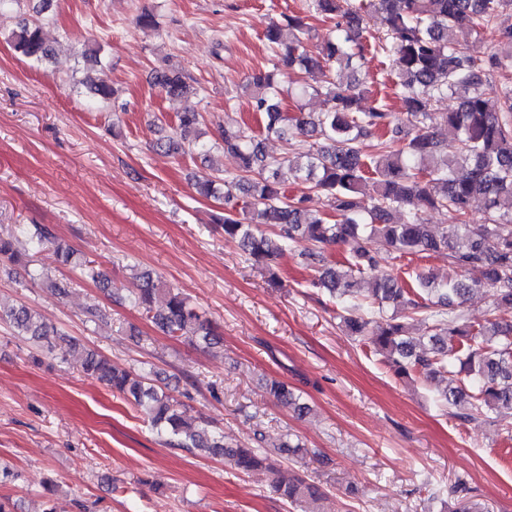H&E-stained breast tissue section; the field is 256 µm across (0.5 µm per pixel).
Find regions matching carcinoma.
Listing matches in <instances>:
<instances>
[{
    "instance_id": "obj_1",
    "label": "carcinoma",
    "mask_w": 512,
    "mask_h": 512,
    "mask_svg": "<svg viewBox=\"0 0 512 512\" xmlns=\"http://www.w3.org/2000/svg\"><path fill=\"white\" fill-rule=\"evenodd\" d=\"M49 5L50 0H39L34 15L7 37L15 51L33 63L51 56L42 19ZM508 7L512 0H309L308 11L334 23L321 45L309 44L310 27L294 14L267 26L264 37L285 46L275 69L305 74L298 94L323 97L326 109L316 117L290 115L282 107L273 74H256L249 84L251 107L264 133L289 143L293 157L269 156L258 136L222 126L224 148L239 157L237 171L225 175L216 170L194 180L200 196L223 199L219 221L224 234L239 237L243 252L269 281L281 282L278 260L292 244H304L302 256L321 265L311 287L328 294L345 312L343 323L350 335L363 336L376 324L375 352L400 378L449 373L440 401L465 420L486 409L512 412V320L498 315L512 308V217L497 215L501 202L512 197V87L501 89L495 110L485 96L490 72L512 69V26L495 23ZM373 12L381 15L385 27L379 46L367 37ZM454 29L473 31L479 43L489 35L508 53L480 59L471 48L448 39ZM378 50L392 54L393 90L403 104L404 120L381 101L365 111L358 109V102L371 94L360 72L369 62L368 54ZM152 80L168 97L197 92L176 70H156ZM87 88L94 97L114 95L105 79L91 80ZM448 94L457 96L456 109L432 111L433 103ZM201 125L198 112L177 114L175 133L159 137L156 149L185 154L206 147L199 140ZM368 137L376 138L371 154L361 147ZM290 181L306 185L308 193L288 196ZM312 192L330 198L336 221L309 208ZM366 196L373 199L368 208L362 205ZM476 200L483 202L489 223H468ZM416 203L445 208L458 223L433 232L417 212L394 220L400 209ZM32 237L41 246H53L60 265L79 270L99 285L109 283L94 262L60 243L46 226H34ZM336 244L349 246L339 266L324 255V247ZM392 253H445L448 279L439 283L417 272L406 281L398 272L380 270L384 257ZM32 279L60 297L72 288L70 280L43 273ZM480 288L492 289L494 307L484 322L470 324L460 307ZM133 301L170 336L198 337L210 347L221 344L190 299L150 271L142 272ZM388 305L398 310L386 316ZM410 320L424 322L426 340L406 339ZM0 323L16 338L45 345L64 363L79 359L86 375L143 413L166 445L222 457L241 472L263 463L261 449L224 441L223 433L189 417L184 405L153 379L117 368L79 339L61 334L37 309L0 298ZM456 360L466 369L468 381L451 373ZM266 391L299 415L310 410L281 382H267ZM273 452L301 458L308 450L286 435L273 445ZM273 491L292 504L323 496L299 474L286 481L275 479Z\"/></svg>"
}]
</instances>
